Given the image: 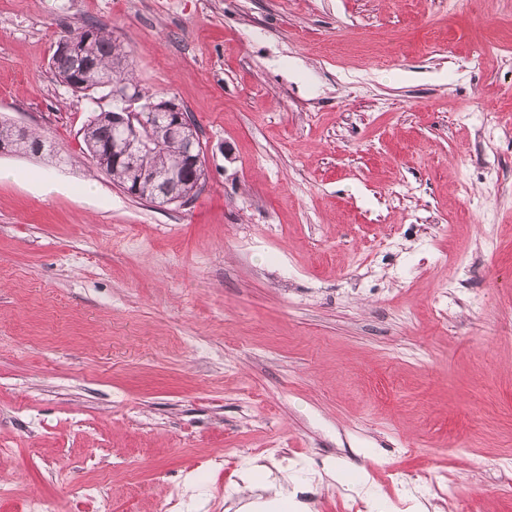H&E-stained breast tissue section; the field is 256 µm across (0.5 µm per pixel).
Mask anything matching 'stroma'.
<instances>
[{
    "mask_svg": "<svg viewBox=\"0 0 512 512\" xmlns=\"http://www.w3.org/2000/svg\"><path fill=\"white\" fill-rule=\"evenodd\" d=\"M0 0V512H512V0ZM112 27L196 119L159 209L59 85ZM94 182L86 197L85 182ZM15 127L7 121H1L0 122V155H16L20 154L22 151L20 148L16 147L15 144H6L9 142H16L19 140H25L26 145L29 147V151L33 154H36L33 152L30 147L32 145H37L41 142H44L42 139V136L33 130L27 129L25 126H21L19 124L14 123ZM27 129V130H26ZM25 131L22 133L21 131ZM4 142V143H3ZM44 147V144L41 143L39 148L42 150Z\"/></svg>",
    "mask_w": 512,
    "mask_h": 512,
    "instance_id": "obj_1",
    "label": "stroma"
}]
</instances>
